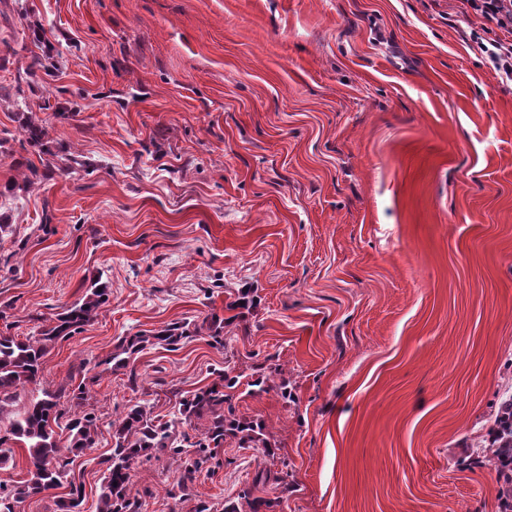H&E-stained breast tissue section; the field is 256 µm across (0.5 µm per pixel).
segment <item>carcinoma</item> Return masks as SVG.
Returning <instances> with one entry per match:
<instances>
[{"label": "carcinoma", "instance_id": "1", "mask_svg": "<svg viewBox=\"0 0 512 512\" xmlns=\"http://www.w3.org/2000/svg\"><path fill=\"white\" fill-rule=\"evenodd\" d=\"M21 128L27 142L50 153L44 140L47 135L43 122L27 112L18 113ZM108 300V288L94 284L82 302L68 308L57 318L54 326L45 328L36 336L19 339L15 336H0V417L9 415L7 426L0 433V469L14 462L13 442L27 450L26 477L13 483L0 481V512H16L26 498L63 485L68 493L55 501V512H83L85 491L82 484L69 479L70 465L76 458L94 447L97 437L96 417L86 410L87 393L78 387L67 402H61L62 392L41 389V395L21 401L22 392L28 385H39L42 381L43 358L48 345L59 338L91 324L99 309ZM186 336L185 326L173 325L153 330L148 334L136 333L123 338L115 345L106 363L118 370L149 346H176ZM233 380L229 371L218 373V381L208 388L180 401L177 412L170 420L161 422L151 417V412L142 404H130L112 420V452L101 458V494L98 512H140L141 503L131 495L134 466L154 453L172 456L194 449L198 457L196 464L184 469L177 483L181 497H189L198 464L211 459L212 448L224 443V437L237 438L243 448L267 445L262 427L243 422L235 417L229 395L224 393V383ZM209 417V424L191 441L189 437L178 438L176 428L192 419ZM491 438L482 448L491 470L497 472V456L512 449V396L500 402L489 417ZM64 426L69 433L68 445L59 446L53 426Z\"/></svg>", "mask_w": 512, "mask_h": 512}]
</instances>
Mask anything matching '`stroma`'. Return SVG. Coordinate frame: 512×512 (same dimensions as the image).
Segmentation results:
<instances>
[{
	"label": "stroma",
	"mask_w": 512,
	"mask_h": 512,
	"mask_svg": "<svg viewBox=\"0 0 512 512\" xmlns=\"http://www.w3.org/2000/svg\"><path fill=\"white\" fill-rule=\"evenodd\" d=\"M461 0H0V187L16 113L78 167L0 196V333H38L96 277L92 325L49 345L42 387L84 386L96 445L70 473L97 512L110 422L232 367L238 416L190 500L189 456L138 465L141 512H498L459 466L512 394V82L471 49ZM55 69L31 74L44 50ZM254 302L234 308L242 289ZM228 318L220 338L203 321ZM196 331L128 368L121 338Z\"/></svg>",
	"instance_id": "stroma-1"
}]
</instances>
